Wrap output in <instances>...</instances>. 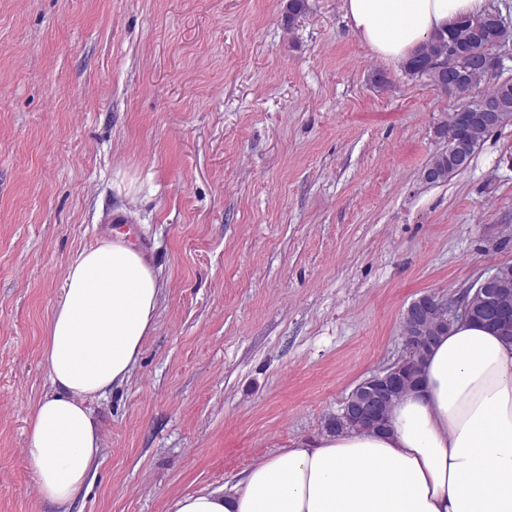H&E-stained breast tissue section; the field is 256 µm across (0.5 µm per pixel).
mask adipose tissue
I'll list each match as a JSON object with an SVG mask.
<instances>
[{
    "mask_svg": "<svg viewBox=\"0 0 512 512\" xmlns=\"http://www.w3.org/2000/svg\"><path fill=\"white\" fill-rule=\"evenodd\" d=\"M373 54L406 62L432 33L485 0H345ZM162 285L123 235L68 265L43 347L51 391L29 421L41 496L68 512L102 449L91 401L123 383L142 352ZM420 382L381 432L299 440L240 474L175 498L170 512H512V342L461 319L437 336Z\"/></svg>",
    "mask_w": 512,
    "mask_h": 512,
    "instance_id": "adipose-tissue-1",
    "label": "adipose tissue"
}]
</instances>
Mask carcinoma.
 Returning <instances> with one entry per match:
<instances>
[{
	"label": "carcinoma",
	"mask_w": 512,
	"mask_h": 512,
	"mask_svg": "<svg viewBox=\"0 0 512 512\" xmlns=\"http://www.w3.org/2000/svg\"><path fill=\"white\" fill-rule=\"evenodd\" d=\"M475 21L474 17L461 16L447 31L432 34L404 66L407 74L424 77L439 84L440 77L430 70L428 65L435 60H448V64L451 65L450 74L455 77L454 92L467 95L469 101L454 112L449 120L439 124L436 133L441 137L452 134L456 146L461 150L478 145L493 130L512 119V81H503L488 88L482 87L486 75L480 72L471 57L461 54V51L472 46L490 43L496 35L491 24L488 23L478 29L475 27ZM426 170L434 175V181H444L448 176L460 171V162L457 161L455 153L444 152L436 155ZM468 320L491 328L503 338L512 340V312L506 317L491 318L480 308L471 312ZM417 382L418 372L405 375L394 401L382 412L383 425L380 429H386L394 402Z\"/></svg>",
	"instance_id": "carcinoma-1"
}]
</instances>
